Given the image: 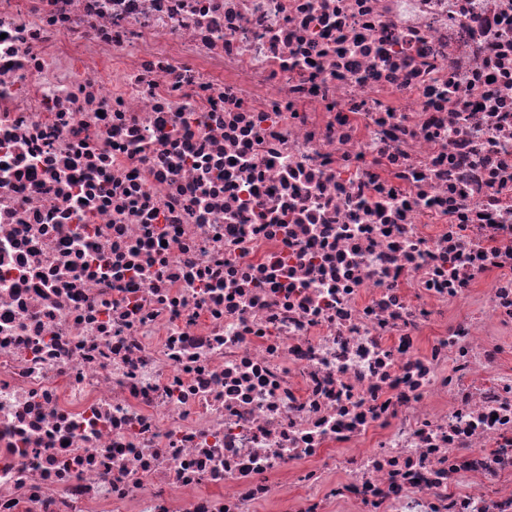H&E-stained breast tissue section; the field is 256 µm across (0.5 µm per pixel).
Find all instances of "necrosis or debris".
<instances>
[{
	"instance_id": "1",
	"label": "necrosis or debris",
	"mask_w": 512,
	"mask_h": 512,
	"mask_svg": "<svg viewBox=\"0 0 512 512\" xmlns=\"http://www.w3.org/2000/svg\"><path fill=\"white\" fill-rule=\"evenodd\" d=\"M512 0H0V512H512Z\"/></svg>"
}]
</instances>
